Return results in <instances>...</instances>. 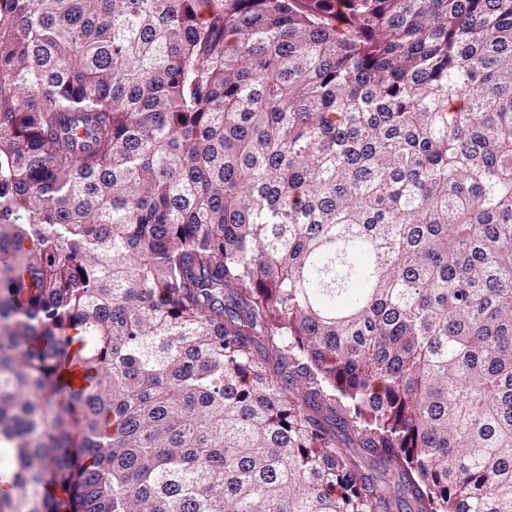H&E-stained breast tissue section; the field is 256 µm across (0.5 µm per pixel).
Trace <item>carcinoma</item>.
Segmentation results:
<instances>
[{
  "mask_svg": "<svg viewBox=\"0 0 512 512\" xmlns=\"http://www.w3.org/2000/svg\"><path fill=\"white\" fill-rule=\"evenodd\" d=\"M3 455L0 512H512V0H0Z\"/></svg>",
  "mask_w": 512,
  "mask_h": 512,
  "instance_id": "cac0c4a2",
  "label": "carcinoma"
}]
</instances>
